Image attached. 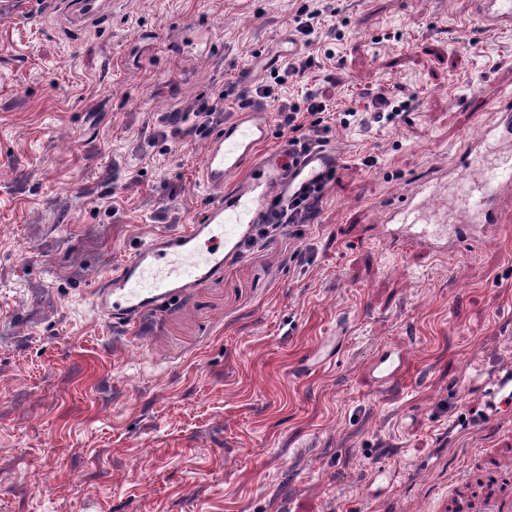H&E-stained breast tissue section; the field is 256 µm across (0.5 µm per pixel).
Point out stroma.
I'll return each mask as SVG.
<instances>
[{
    "instance_id": "1",
    "label": "stroma",
    "mask_w": 512,
    "mask_h": 512,
    "mask_svg": "<svg viewBox=\"0 0 512 512\" xmlns=\"http://www.w3.org/2000/svg\"><path fill=\"white\" fill-rule=\"evenodd\" d=\"M307 2L98 0L77 22L69 0H0V512H444L512 448V409L487 407L512 364V219L445 256L376 234L427 181L460 208L482 96L512 95V30L479 29L472 0H331L307 40ZM292 42L320 63L289 102L354 113L327 134L318 223L110 323L105 277L209 200V134L165 118L228 86L252 105ZM382 90L413 96L390 122ZM336 334L332 363L298 372ZM396 348L406 375L377 385L371 359Z\"/></svg>"
}]
</instances>
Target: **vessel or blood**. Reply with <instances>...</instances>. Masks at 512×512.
Masks as SVG:
<instances>
[{"instance_id":"vessel-or-blood-1","label":"vessel or blood","mask_w":512,"mask_h":512,"mask_svg":"<svg viewBox=\"0 0 512 512\" xmlns=\"http://www.w3.org/2000/svg\"><path fill=\"white\" fill-rule=\"evenodd\" d=\"M481 29L494 33L512 29V0H472ZM494 121L486 133L512 137V104L495 102ZM270 133L269 115L250 106L226 122L209 141L202 161V183L214 197L195 224L178 234L149 239L127 258L96 292V305L107 320L131 323L156 311L181 293L220 276L237 257L253 228L277 199L288 200L322 181L341 157L325 148L304 155L288 150L259 157ZM470 208L484 223L496 226L512 209V160L486 168L467 191ZM419 203L407 198L396 211L397 227L383 241L395 249L412 246L433 254L444 251L439 233L416 228ZM370 371L377 384L399 382L406 373L403 354L384 352ZM449 512H512V474L503 465H490L481 483L465 497L448 502Z\"/></svg>"}]
</instances>
